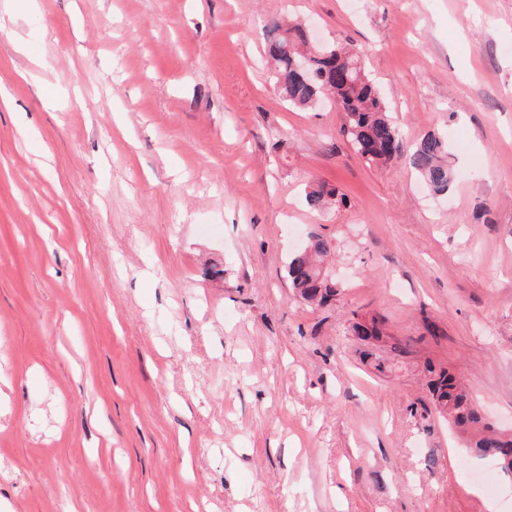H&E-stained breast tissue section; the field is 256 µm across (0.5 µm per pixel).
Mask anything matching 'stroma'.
I'll use <instances>...</instances> for the list:
<instances>
[{"label": "stroma", "instance_id": "1", "mask_svg": "<svg viewBox=\"0 0 512 512\" xmlns=\"http://www.w3.org/2000/svg\"><path fill=\"white\" fill-rule=\"evenodd\" d=\"M276 18L446 138V194L281 99ZM431 366L512 434V0H0V512H512ZM332 246L319 236L309 239L307 247L294 254L288 261V279L295 294L304 302L324 307L338 294V284L330 279L321 261L331 254Z\"/></svg>", "mask_w": 512, "mask_h": 512}]
</instances>
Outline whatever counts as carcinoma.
Segmentation results:
<instances>
[{
  "mask_svg": "<svg viewBox=\"0 0 512 512\" xmlns=\"http://www.w3.org/2000/svg\"><path fill=\"white\" fill-rule=\"evenodd\" d=\"M267 63L281 97L295 108L315 106L331 93L345 114L343 132L355 151L370 164H383L399 157L402 143L385 100L361 65L358 54L340 45L309 46L307 30L301 26L269 24L266 34ZM447 143L436 134L425 136L413 149L409 162L435 193L448 190L453 173L445 163ZM310 207L320 210L336 200V189L323 183L306 194ZM331 244L318 236L288 261V279L304 302L324 307L338 294L321 261L331 254ZM434 407L456 431L470 452L491 459L512 474V437L491 429L483 410L457 379L442 369L428 383Z\"/></svg>",
  "mask_w": 512,
  "mask_h": 512,
  "instance_id": "obj_1",
  "label": "carcinoma"
}]
</instances>
